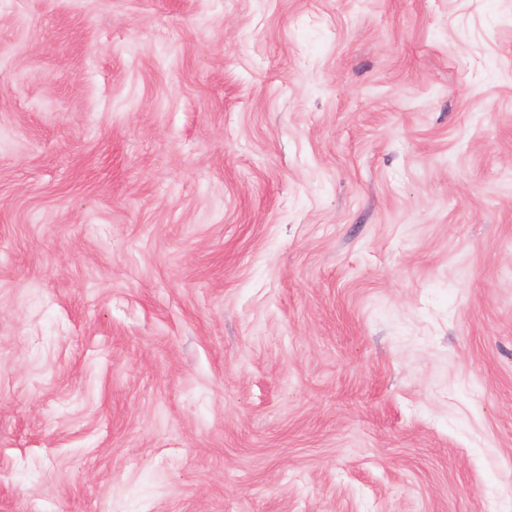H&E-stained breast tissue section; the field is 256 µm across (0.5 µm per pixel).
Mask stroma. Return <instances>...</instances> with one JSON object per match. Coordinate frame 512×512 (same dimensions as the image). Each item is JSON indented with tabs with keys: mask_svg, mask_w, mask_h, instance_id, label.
I'll return each mask as SVG.
<instances>
[{
	"mask_svg": "<svg viewBox=\"0 0 512 512\" xmlns=\"http://www.w3.org/2000/svg\"><path fill=\"white\" fill-rule=\"evenodd\" d=\"M0 512H512V0H0Z\"/></svg>",
	"mask_w": 512,
	"mask_h": 512,
	"instance_id": "35a3bbf8",
	"label": "stroma"
}]
</instances>
